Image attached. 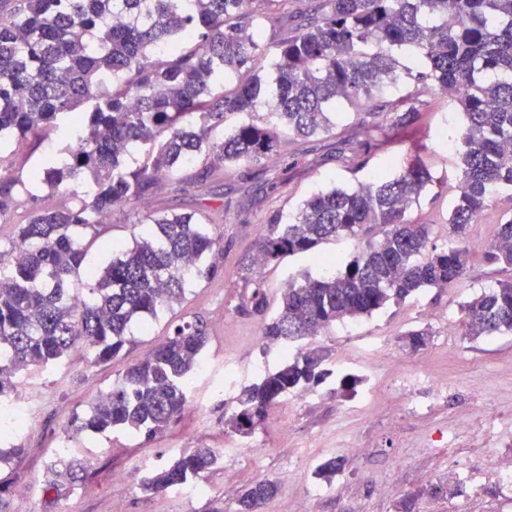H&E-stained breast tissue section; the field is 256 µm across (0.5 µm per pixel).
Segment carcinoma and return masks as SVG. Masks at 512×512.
I'll return each mask as SVG.
<instances>
[{
    "label": "carcinoma",
    "mask_w": 512,
    "mask_h": 512,
    "mask_svg": "<svg viewBox=\"0 0 512 512\" xmlns=\"http://www.w3.org/2000/svg\"><path fill=\"white\" fill-rule=\"evenodd\" d=\"M240 2L0 0V145L59 128L71 129L74 140L31 175L66 188V201L16 225L15 257L0 266V442L18 420L10 403L21 370L59 365L78 349L93 365L110 362L130 342L133 324L148 327L192 281L224 275L215 257L221 237L209 229L221 220L195 211L157 213L149 232L97 270L83 237L102 236L116 206L135 205L160 175L175 176L201 156L207 163L183 178L200 193L224 176V166L259 165L288 141L329 132L338 118L395 112L403 100L382 98L388 84L409 85L414 94L437 88L459 107L461 177L447 219L458 244L439 250L431 225L404 220L433 183L420 162L395 175L381 170L311 195L291 224L271 219L240 264L249 292L238 312L262 317L263 339L286 344L468 273L470 225L481 221L496 190L512 189V0H325L303 11L293 8L297 0H273L292 26L276 43L265 94L256 73L264 18ZM220 78L226 86L216 97ZM379 131V124L365 126L360 148L385 150L388 134L377 138ZM134 145L146 156L131 168L124 158ZM20 183L0 163L1 224ZM341 236L364 247L338 272L289 278L270 310L257 262L275 266L305 253L319 261L317 247ZM484 257L507 277L461 305L463 335L472 340L512 333L511 216L498 224ZM81 270L89 286L78 307L69 280ZM208 335L198 316L172 325L75 417V432L166 433L184 414ZM332 377L319 350H300L240 389L227 427L252 434L289 394ZM217 461L212 448L182 451L143 490L195 483ZM58 465L70 483L81 481V459L58 454L55 476ZM342 468L329 458L316 475L329 481ZM276 490L271 480L247 485L237 512H259Z\"/></svg>",
    "instance_id": "obj_1"
}]
</instances>
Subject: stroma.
I'll return each mask as SVG.
<instances>
[{
    "mask_svg": "<svg viewBox=\"0 0 512 512\" xmlns=\"http://www.w3.org/2000/svg\"><path fill=\"white\" fill-rule=\"evenodd\" d=\"M418 109L422 120L401 128L387 155H366L361 165L347 162L349 149L363 139L358 122L347 117L337 119L330 133L285 145L283 157L265 162L263 174H246L241 166L226 169L200 205L205 212L224 214L223 277L191 285L179 303L153 320L149 331L133 326L131 343L116 359L93 366L79 349L63 364L27 372L20 379L16 394L30 396L37 415L11 438L12 444L26 449L24 461L14 469L0 467V477L10 482L8 512H236L242 489L262 479L275 481L278 493L261 512H400L408 498L414 501V512H512V488L493 477L477 489L468 480L480 469L487 449L512 456V334L472 340L458 326L461 304L495 287L498 279L481 248L473 249L466 277L448 288L430 289L372 315L336 322L314 338L286 346L264 345L259 320L236 310L244 294L239 262L253 252L269 218L276 215L291 222L310 195L368 180L388 156L400 169L420 160L433 177L430 190L407 211L406 221L430 225L437 248L455 244L445 219L457 189L460 160L445 136L454 133L461 117L455 103L437 90L425 92ZM186 197L182 183L171 179L135 209L116 208L109 231L89 252L91 264L104 267L147 230L150 216ZM17 200L9 223L0 226V261L6 263L12 259L8 240L13 225L28 223L33 207H54L63 197L41 184L19 191ZM196 316L209 328L206 367L197 373L190 391L191 400L202 406L200 415L182 417L149 441L73 431L72 418L106 392L128 365L163 341L169 324ZM414 329L429 332L425 345L415 350L403 340ZM305 348L322 350L331 366L340 354H348L376 375L372 419L345 415L353 395L333 377L321 385L317 402L282 401L265 426L249 436L247 447H237V434L224 424L231 398L222 395V387L229 382L241 388L279 367L285 353ZM416 371L447 384L448 393L436 400L430 391H417L414 401L422 410L414 415L403 412L395 384ZM479 408L495 414L502 439L490 443L471 430L461 435L456 447H449L451 421L469 418ZM284 418L291 423L285 435L278 431ZM64 438L83 458L88 474L58 496L46 489V466ZM345 439L362 444L363 452L351 455L341 446ZM192 448H212L220 454L205 475L203 492L185 495L177 487L158 494L143 491L151 471ZM331 457L346 458L347 464L328 482L315 471Z\"/></svg>",
    "mask_w": 512,
    "mask_h": 512,
    "instance_id": "obj_1",
    "label": "stroma"
}]
</instances>
